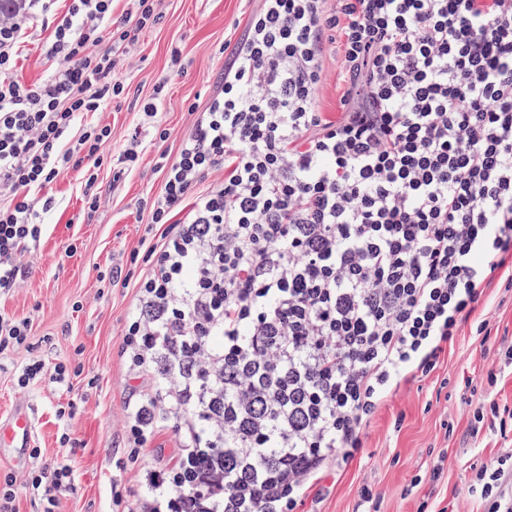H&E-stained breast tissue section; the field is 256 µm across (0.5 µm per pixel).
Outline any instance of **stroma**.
<instances>
[{"instance_id": "obj_1", "label": "stroma", "mask_w": 512, "mask_h": 512, "mask_svg": "<svg viewBox=\"0 0 512 512\" xmlns=\"http://www.w3.org/2000/svg\"><path fill=\"white\" fill-rule=\"evenodd\" d=\"M252 8L251 0H165L159 24L140 34L129 49L133 66L122 74L128 94L107 112L83 118L87 124L100 119L112 126V139L100 151L101 196L93 220L83 219L80 186L86 169L70 166L52 186L55 205L43 216L46 228L39 245L23 258L32 270L30 278L13 296L0 300L5 311L30 317L35 343L33 351L0 355V414L16 403H28L36 424L35 444L47 457H68L78 476V496L62 497L56 512H128L138 489L137 474L153 462L147 452L118 463L105 458L119 434L126 382L117 346L130 294L121 287H104L99 276L124 262L131 276L141 274L144 262L129 260L148 222L141 203L161 186L154 151L120 175L112 157L160 82L165 88L157 119L170 131L168 146L176 147L192 123L191 107L204 105L217 85L225 37L244 29ZM175 47L185 63L181 72L171 64ZM483 303L492 327L488 342L480 343L470 328H463L437 376L402 386L382 407L366 431L362 452L337 472L322 502H307L308 512H356L364 486L378 494L380 512H439L465 498L469 466L489 461L507 441L495 437L477 446L467 437L472 408L459 379L465 374L482 379L478 397L512 406V374L501 375L494 385L484 382L501 336H512V292L488 291ZM33 356L80 367L83 378H96L97 386L82 401L53 384L18 389L13 378ZM70 402L75 405L71 427L79 445L65 450L57 443L61 423L55 410ZM446 422L454 425L453 435H445ZM441 449L448 452V483L434 495L428 467ZM113 478L126 488L122 500L110 496Z\"/></svg>"}]
</instances>
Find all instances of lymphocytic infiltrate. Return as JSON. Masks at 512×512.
<instances>
[{
  "mask_svg": "<svg viewBox=\"0 0 512 512\" xmlns=\"http://www.w3.org/2000/svg\"><path fill=\"white\" fill-rule=\"evenodd\" d=\"M20 0L0 14V298L30 276L52 184L96 170L112 127L78 115L125 95L129 46L162 0ZM56 63L13 77L36 29ZM340 41L341 115L315 89ZM131 135L112 160L156 150L146 267H115L131 296L119 338L118 450L158 435L132 512H300L364 446L402 384L430 377L492 288H512V0H257L221 80L175 150ZM80 369L36 358L14 384L71 387ZM512 408L478 404L468 435L506 434ZM79 491L67 459L32 448L0 477V512H54ZM469 497L512 512V448L473 468Z\"/></svg>",
  "mask_w": 512,
  "mask_h": 512,
  "instance_id": "obj_1",
  "label": "lymphocytic infiltrate"
}]
</instances>
